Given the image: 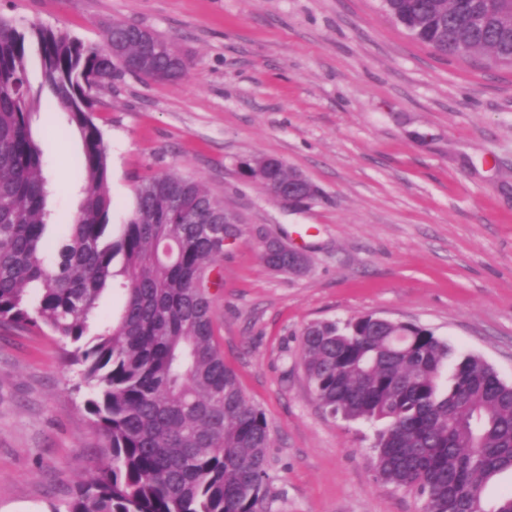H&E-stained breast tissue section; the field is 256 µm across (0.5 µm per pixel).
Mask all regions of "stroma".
<instances>
[{
  "instance_id": "stroma-1",
  "label": "stroma",
  "mask_w": 512,
  "mask_h": 512,
  "mask_svg": "<svg viewBox=\"0 0 512 512\" xmlns=\"http://www.w3.org/2000/svg\"><path fill=\"white\" fill-rule=\"evenodd\" d=\"M0 18L87 43L131 23L175 43L180 79L120 68L92 92L112 223L156 174L194 178L238 215L209 292L224 362L270 425L271 512H422L376 477L382 422L319 404L301 333L364 314L412 322L512 384V69L436 54L381 0H0ZM33 128L57 236L75 217L81 140L45 106ZM257 155L319 198L279 203L243 172ZM269 234L306 255L303 274L263 263ZM79 380L49 330L0 326V512H64L108 460Z\"/></svg>"
}]
</instances>
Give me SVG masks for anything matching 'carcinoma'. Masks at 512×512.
<instances>
[{"label": "carcinoma", "instance_id": "obj_1", "mask_svg": "<svg viewBox=\"0 0 512 512\" xmlns=\"http://www.w3.org/2000/svg\"><path fill=\"white\" fill-rule=\"evenodd\" d=\"M419 43L457 59L512 63V0H382ZM152 69L180 78L174 43ZM143 43L116 22L103 43L0 19V326L45 327L80 367L84 409L109 448L66 512H268L270 426L214 342L206 274L224 257V205L199 181L168 174L135 187L127 220L110 224L108 155L91 91L112 77V45ZM44 83L33 89L28 62ZM82 141L84 184L74 223L48 239L50 195L32 118L43 91ZM108 289L115 317L96 322ZM302 362L320 405L348 420H385L373 447L384 483L411 489L423 512H512L486 486L512 473V384L480 358L455 362L448 342L372 314L315 322Z\"/></svg>", "mask_w": 512, "mask_h": 512}]
</instances>
